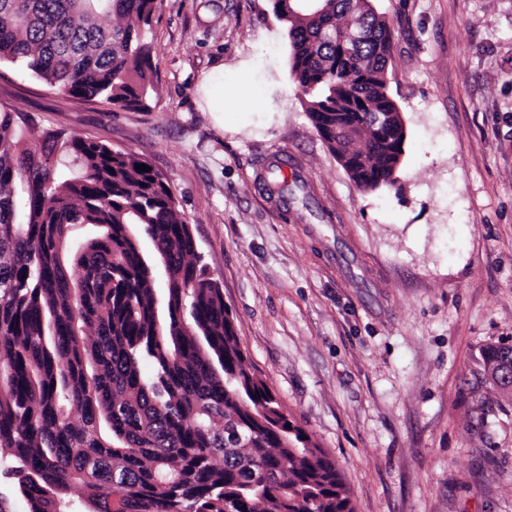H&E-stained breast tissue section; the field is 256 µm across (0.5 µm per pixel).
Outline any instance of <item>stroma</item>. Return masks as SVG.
Instances as JSON below:
<instances>
[{
    "mask_svg": "<svg viewBox=\"0 0 512 512\" xmlns=\"http://www.w3.org/2000/svg\"><path fill=\"white\" fill-rule=\"evenodd\" d=\"M395 31L408 130L393 187L362 191L292 80L267 0H162L158 94L119 110L0 65L26 143L102 140L169 181L250 370L334 459L356 512H512V0H373ZM224 83L207 98L206 74ZM305 201L263 186L268 165Z\"/></svg>",
    "mask_w": 512,
    "mask_h": 512,
    "instance_id": "1",
    "label": "stroma"
}]
</instances>
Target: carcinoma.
<instances>
[{
	"label": "carcinoma",
	"instance_id": "carcinoma-1",
	"mask_svg": "<svg viewBox=\"0 0 512 512\" xmlns=\"http://www.w3.org/2000/svg\"><path fill=\"white\" fill-rule=\"evenodd\" d=\"M160 2L0 0V61L147 110ZM270 2L320 137L363 191L394 186L407 131L392 27L372 0ZM22 122L0 109V482L29 512H77L76 498L94 512H356L334 460L247 366L168 180L103 141L31 146ZM269 174L280 197L304 192ZM511 359L490 349V373Z\"/></svg>",
	"mask_w": 512,
	"mask_h": 512
}]
</instances>
